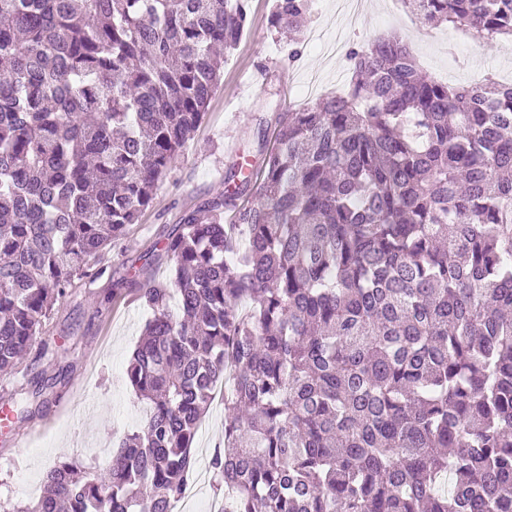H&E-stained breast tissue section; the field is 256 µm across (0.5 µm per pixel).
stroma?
I'll list each match as a JSON object with an SVG mask.
<instances>
[{"label": "stroma", "instance_id": "35a3bbf8", "mask_svg": "<svg viewBox=\"0 0 512 512\" xmlns=\"http://www.w3.org/2000/svg\"><path fill=\"white\" fill-rule=\"evenodd\" d=\"M273 7L274 0H249L245 32L224 63L220 86L152 207L104 254L101 275L69 288L19 373L0 376V407H12L37 379L52 383L43 407L26 419L0 423V512L36 501L45 472L63 457L78 459L87 473L98 472L116 437L143 427L146 405L125 377L149 317L134 279L168 276L165 263H151L152 253L187 214L223 192L233 165L257 170L277 113L310 108L344 91L345 49L397 33L438 81H512V52L487 47L475 35L449 39L447 26L404 14L392 0H374L354 22L337 14L336 0H315L296 54L287 35L270 25ZM223 439L224 406L215 401L195 438L197 468H209ZM191 486L193 495L181 499L175 512H221L224 484L218 477L196 479Z\"/></svg>", "mask_w": 512, "mask_h": 512}]
</instances>
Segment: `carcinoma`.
Returning <instances> with one entry per match:
<instances>
[{"mask_svg":"<svg viewBox=\"0 0 512 512\" xmlns=\"http://www.w3.org/2000/svg\"><path fill=\"white\" fill-rule=\"evenodd\" d=\"M247 2L0 0L1 373L151 207ZM403 2L512 39V0ZM310 10L275 0L272 26ZM347 57L138 282L143 428L16 512H174L219 384L232 512H512V84L437 81L396 34Z\"/></svg>","mask_w":512,"mask_h":512,"instance_id":"1","label":"carcinoma"}]
</instances>
